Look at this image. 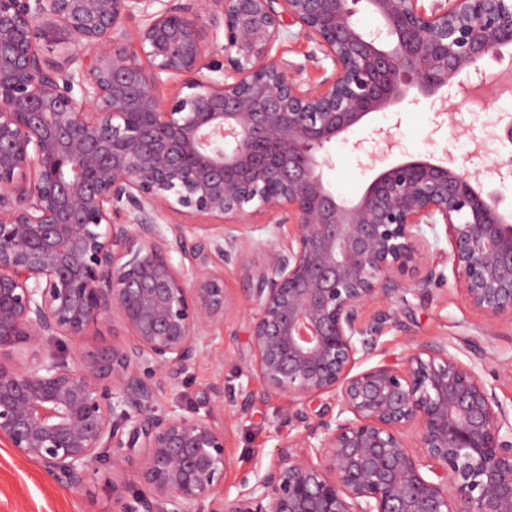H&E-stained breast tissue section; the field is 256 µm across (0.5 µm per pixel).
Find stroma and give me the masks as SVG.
<instances>
[{
    "label": "stroma",
    "instance_id": "obj_1",
    "mask_svg": "<svg viewBox=\"0 0 512 512\" xmlns=\"http://www.w3.org/2000/svg\"><path fill=\"white\" fill-rule=\"evenodd\" d=\"M313 42L299 36L290 27L278 53L291 63L303 66L309 82L322 80V66L312 61ZM507 108L489 107L488 113L475 117L474 109L459 96L449 95L447 104L426 98L404 100L390 112L369 115L345 137L328 147L333 166L325 175L336 193L356 198L372 178L359 165L355 142L365 149L377 146L376 131L389 129L397 143L393 160L434 156L468 169L484 170V186L497 191L504 206H512V179H500L492 170L499 160L512 155V145L493 141L484 152L467 155L465 148L472 139H485L487 131ZM266 260L262 250H254L250 267L228 268L224 286L231 306L224 316V329L213 336L207 346L206 359L188 369L183 383L172 387L159 383V407L182 406L206 411L212 400L213 387L234 386L249 390L253 401L247 412L219 410L214 415L217 427L224 431L225 491L237 492L244 479L264 472L275 460L280 445L296 433L288 425L286 400L266 394L262 383L249 371L251 350L248 336L251 275ZM400 326H388L378 337L377 357H404L412 349L440 341L455 345L462 361L478 359V373L497 399L512 411V326H495L494 336L482 335L481 316L473 313L452 285L432 287L428 296L410 297L400 308ZM123 329L103 324L79 340L50 344L49 349L77 365L84 356H95L112 344L123 341ZM125 475L112 466V451L104 449L102 457L90 469L81 489H72L64 481L51 477L37 461L15 455L6 439H0V512H117L112 495L114 484Z\"/></svg>",
    "mask_w": 512,
    "mask_h": 512
}]
</instances>
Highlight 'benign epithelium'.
Listing matches in <instances>:
<instances>
[{
  "label": "benign epithelium",
  "mask_w": 512,
  "mask_h": 512,
  "mask_svg": "<svg viewBox=\"0 0 512 512\" xmlns=\"http://www.w3.org/2000/svg\"><path fill=\"white\" fill-rule=\"evenodd\" d=\"M424 2L0 0V353L109 321L128 333L77 369L54 353L0 360V438L18 456L78 489L113 449L134 476L112 486L120 512H512V414L476 364L443 341L359 369L401 325L397 304L448 281L421 265L425 226H443L486 335L512 325V210L452 163L383 166L355 200L324 178L327 145L366 117L461 94L512 47V0ZM289 24L333 65L317 84L274 53ZM196 214L210 223L191 237L182 218ZM257 216L291 226L288 241L246 243L237 232ZM256 248L250 372L288 400L297 433L217 496L224 431L209 413L155 408L156 379L177 385L205 358L224 328V268L250 266ZM213 393L240 413L252 398Z\"/></svg>",
  "instance_id": "1"
}]
</instances>
